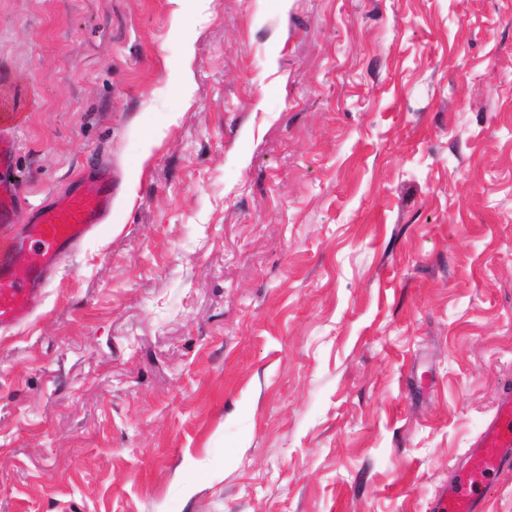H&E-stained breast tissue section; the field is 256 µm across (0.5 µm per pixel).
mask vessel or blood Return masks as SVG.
Returning <instances> with one entry per match:
<instances>
[{
	"label": "vessel or blood",
	"instance_id": "b4317fda",
	"mask_svg": "<svg viewBox=\"0 0 512 512\" xmlns=\"http://www.w3.org/2000/svg\"><path fill=\"white\" fill-rule=\"evenodd\" d=\"M21 115L0 111V333L7 335L34 316L39 296L63 257L95 235L112 209L117 176L103 170L76 190L39 208L14 234L18 195L11 178ZM512 471V389H504L494 417L473 444L466 467L430 505L431 512H484L498 474Z\"/></svg>",
	"mask_w": 512,
	"mask_h": 512
}]
</instances>
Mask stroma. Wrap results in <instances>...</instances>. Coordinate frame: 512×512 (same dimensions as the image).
<instances>
[{"label":"stroma","mask_w":512,"mask_h":512,"mask_svg":"<svg viewBox=\"0 0 512 512\" xmlns=\"http://www.w3.org/2000/svg\"><path fill=\"white\" fill-rule=\"evenodd\" d=\"M183 91H176V84ZM0 512H430L512 386V0H0ZM21 113H0V333L12 334L33 317L39 296L63 257L95 235L112 209L117 176L104 169L76 190L39 208L21 235L12 231L18 195L11 175Z\"/></svg>","instance_id":"1"}]
</instances>
